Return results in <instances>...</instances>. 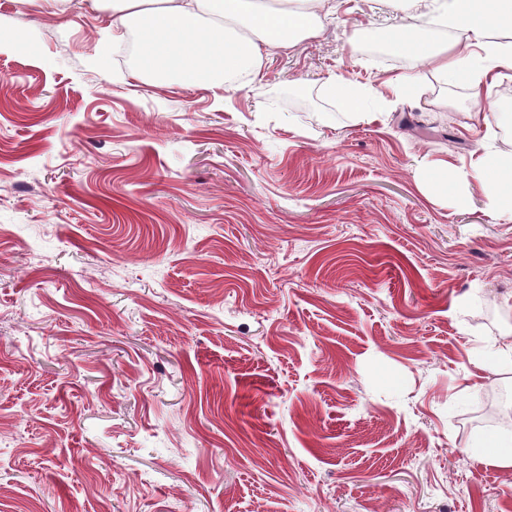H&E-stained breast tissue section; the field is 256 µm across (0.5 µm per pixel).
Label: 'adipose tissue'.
Returning <instances> with one entry per match:
<instances>
[{
  "mask_svg": "<svg viewBox=\"0 0 512 512\" xmlns=\"http://www.w3.org/2000/svg\"><path fill=\"white\" fill-rule=\"evenodd\" d=\"M113 28L138 40L140 74L188 87L233 88L257 74L271 49L318 34L325 0H94ZM467 30L477 48L449 57L448 48L418 30L393 25L384 34L400 53L431 67L440 83H467L473 92L494 83L512 67V43L493 41V32L512 30V0H439L436 20ZM424 183L445 195L462 181L480 182L497 213L512 217V151L485 153L463 176L423 168Z\"/></svg>",
  "mask_w": 512,
  "mask_h": 512,
  "instance_id": "obj_1",
  "label": "adipose tissue"
}]
</instances>
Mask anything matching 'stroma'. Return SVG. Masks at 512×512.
<instances>
[{
    "label": "stroma",
    "instance_id": "obj_1",
    "mask_svg": "<svg viewBox=\"0 0 512 512\" xmlns=\"http://www.w3.org/2000/svg\"><path fill=\"white\" fill-rule=\"evenodd\" d=\"M413 17L328 0L220 90L0 0V512H512V218L418 170L511 140L512 78L404 98L361 41ZM476 448L490 464L501 469H512V436L490 435L480 439Z\"/></svg>",
    "mask_w": 512,
    "mask_h": 512
}]
</instances>
